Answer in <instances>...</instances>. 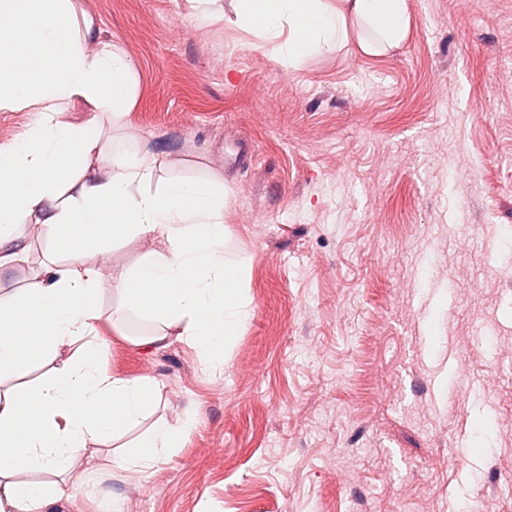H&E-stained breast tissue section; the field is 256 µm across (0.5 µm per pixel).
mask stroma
Here are the masks:
<instances>
[{
	"label": "stroma",
	"mask_w": 512,
	"mask_h": 512,
	"mask_svg": "<svg viewBox=\"0 0 512 512\" xmlns=\"http://www.w3.org/2000/svg\"><path fill=\"white\" fill-rule=\"evenodd\" d=\"M134 67L105 152L164 150L174 178L223 176L227 250L251 315L226 366L123 316L110 248L102 361L163 385L139 426H179L152 468L76 466L49 512H512V0H409L399 48L355 40L299 67L189 0H75ZM121 330H114L113 320Z\"/></svg>",
	"instance_id": "35a3bbf8"
}]
</instances>
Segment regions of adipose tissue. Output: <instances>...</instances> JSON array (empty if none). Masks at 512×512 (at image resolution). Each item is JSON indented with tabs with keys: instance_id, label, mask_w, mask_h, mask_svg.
Listing matches in <instances>:
<instances>
[{
	"instance_id": "adipose-tissue-1",
	"label": "adipose tissue",
	"mask_w": 512,
	"mask_h": 512,
	"mask_svg": "<svg viewBox=\"0 0 512 512\" xmlns=\"http://www.w3.org/2000/svg\"><path fill=\"white\" fill-rule=\"evenodd\" d=\"M235 16L294 68L352 36L363 55L376 56L399 47L408 30L407 0H235ZM132 97L131 62L92 22L77 24L73 0H0V109L36 114L27 141L0 146V272L27 263L28 224L46 228L51 250L74 260L64 270L43 265L0 295V376L80 347L76 361L37 386L0 393V512H47L74 489L76 464L138 426L160 397L155 378L111 373L102 342L89 340L106 249L130 239L146 247L117 288L126 311L159 327L137 345L177 339L223 364L248 316L250 266L224 251V182L166 178V154L150 147L105 157L93 123L61 118L77 103L123 115ZM101 161L110 176L100 175ZM194 422L161 423L119 444L113 470L151 468ZM30 471L53 478L25 480Z\"/></svg>"
}]
</instances>
